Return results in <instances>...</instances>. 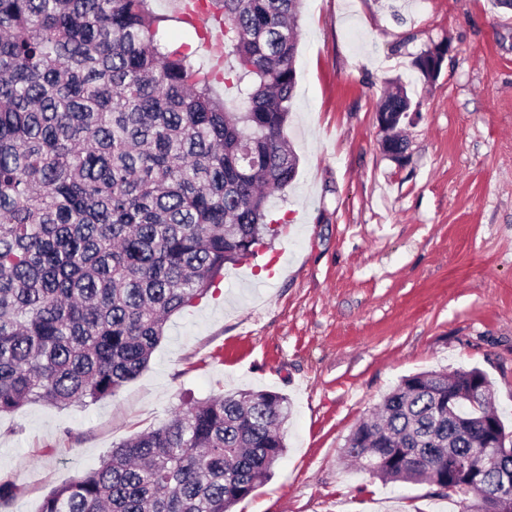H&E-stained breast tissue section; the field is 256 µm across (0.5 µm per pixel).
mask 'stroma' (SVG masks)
I'll return each mask as SVG.
<instances>
[{
  "label": "stroma",
  "mask_w": 512,
  "mask_h": 512,
  "mask_svg": "<svg viewBox=\"0 0 512 512\" xmlns=\"http://www.w3.org/2000/svg\"><path fill=\"white\" fill-rule=\"evenodd\" d=\"M288 137L292 185L272 247L225 265L111 397L0 417L11 512L189 400L284 394L288 451L234 512H458L429 483L344 463L351 431L402 378L483 370L512 427V10L493 0H304ZM445 47L439 76L412 65ZM403 78L420 111L406 165L381 147L379 99Z\"/></svg>",
  "instance_id": "stroma-1"
}]
</instances>
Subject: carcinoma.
<instances>
[{"mask_svg": "<svg viewBox=\"0 0 512 512\" xmlns=\"http://www.w3.org/2000/svg\"><path fill=\"white\" fill-rule=\"evenodd\" d=\"M151 2L0 0V416L115 395L225 264L279 235L268 202L298 165L287 123L302 0H202L224 15L222 75L169 49L174 17ZM379 111L412 112L401 80ZM493 402L478 368L407 376L343 454L491 512L484 434L512 466ZM291 413L275 391L213 396L112 448L38 512H232L286 453ZM15 491L0 479V512Z\"/></svg>", "mask_w": 512, "mask_h": 512, "instance_id": "carcinoma-1", "label": "carcinoma"}]
</instances>
